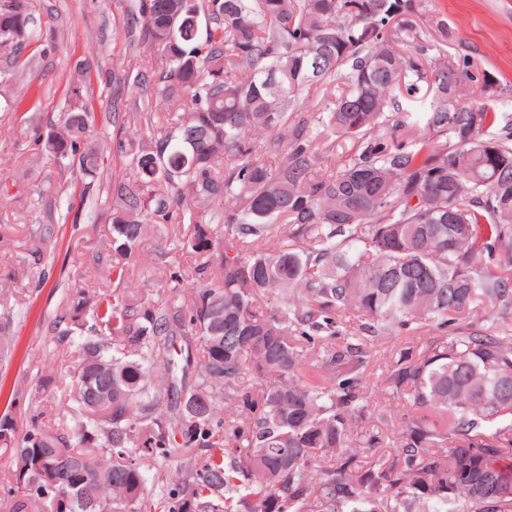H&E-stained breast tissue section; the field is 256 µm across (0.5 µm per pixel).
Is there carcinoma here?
Segmentation results:
<instances>
[{
  "label": "carcinoma",
  "mask_w": 512,
  "mask_h": 512,
  "mask_svg": "<svg viewBox=\"0 0 512 512\" xmlns=\"http://www.w3.org/2000/svg\"><path fill=\"white\" fill-rule=\"evenodd\" d=\"M29 8L0 0V46L31 43ZM137 14L164 107L112 121L113 274L176 220L200 282L58 309V335L86 309L106 333L81 337L52 426L17 440L0 419L13 481L60 476L12 512H142L144 458L176 464L167 512H512V123L484 137L492 82L462 101L473 59L412 0ZM79 76L38 142L88 188L104 159ZM379 365L394 415L370 403Z\"/></svg>",
  "instance_id": "obj_1"
}]
</instances>
